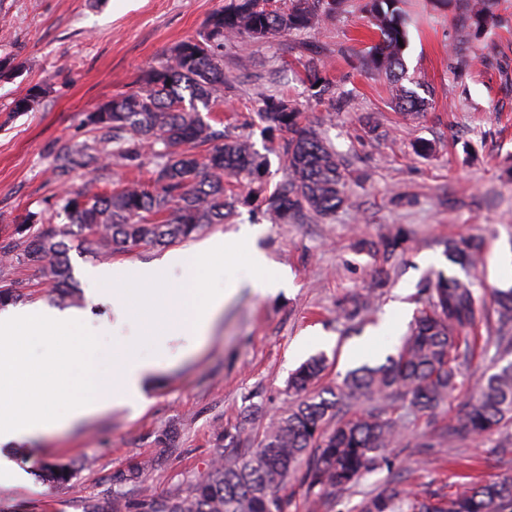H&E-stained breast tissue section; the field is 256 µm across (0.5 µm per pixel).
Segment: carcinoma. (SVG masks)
I'll use <instances>...</instances> for the list:
<instances>
[{"label": "carcinoma", "instance_id": "cac0c4a2", "mask_svg": "<svg viewBox=\"0 0 512 512\" xmlns=\"http://www.w3.org/2000/svg\"><path fill=\"white\" fill-rule=\"evenodd\" d=\"M341 0H224L204 30L178 43L157 66L141 75L135 91L113 97L86 116L100 132L93 144L64 158V164L96 173L112 166L149 167V182L120 183L93 196L68 194L61 210L65 224L31 232L38 217L15 225L13 251L18 260L36 262L63 298L72 296L68 241L80 237L87 252L120 253L141 245L165 246L188 239L210 224H222L240 206L257 205L277 223L307 214L328 216L349 202L346 178L336 151L301 120V110L275 95L259 98L256 117L271 139H281L279 158L287 177L267 189V157L246 137L232 136L213 112L224 106V45L266 42L290 31L318 25ZM399 0H370L375 40L362 62L396 87L405 112L425 111L426 101L401 86L407 42ZM463 40L457 48L462 66L473 61L469 41L491 29L496 0H457ZM303 68L316 104L332 106L333 85L314 59ZM40 87L14 100L12 111L30 112L43 98ZM409 234L401 227L382 239L386 260L406 251ZM449 263L474 268L483 246L476 239L445 244ZM419 292L426 308L414 318L397 352L384 361H366L349 370L340 385L313 390L326 368L320 353L302 363L288 379L296 399L283 410L254 449L228 464H214L207 477L186 492L130 503L114 499L103 512H288L281 488L308 458L300 481L324 502L356 484L378 465L397 442L402 424L391 416L393 404L410 397L416 411L434 413L457 387L460 365L478 349L473 336L479 320L495 319L500 358L512 352V288L491 291L493 308L475 284L439 270L425 276ZM372 406L350 418L340 417L352 399ZM336 421L328 432L326 426ZM512 421V361L481 377L475 394L448 422L442 438H478ZM42 477L65 484L73 472L47 467ZM359 512H512V476L479 484L464 482L448 497H423L398 478L381 492L366 496Z\"/></svg>", "mask_w": 512, "mask_h": 512}]
</instances>
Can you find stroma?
Instances as JSON below:
<instances>
[{"label": "stroma", "instance_id": "1", "mask_svg": "<svg viewBox=\"0 0 512 512\" xmlns=\"http://www.w3.org/2000/svg\"><path fill=\"white\" fill-rule=\"evenodd\" d=\"M224 0H0V58L13 59L18 72L0 79V252L10 231L29 213L58 211L69 192L94 194L130 179L115 166L89 173H61L58 157L92 144L96 132L88 112L113 96L136 89V79L157 65L179 41L201 31ZM408 35L403 52L406 89L425 98L420 115H403L393 85L361 67L374 38L369 0H342L335 13L314 28L292 31L267 42L231 43L224 49L223 119L234 135L249 137L256 150L267 143L260 125H249V110L261 94H281L300 105L305 123L334 146L342 164L365 181L348 185L349 204L329 216L300 224H277L260 210L242 206L205 236L236 234L241 225L262 229L258 246L274 273L287 275V290L266 297L249 290L226 305L208 339L184 355L187 338L164 341L165 362L151 378L141 410L115 408L83 425L8 448L30 477L23 485L0 486V512H95L112 494L126 500L162 499L188 490L219 458L236 455L225 432L245 430L259 442L288 406V376L303 361L300 340L317 337L309 354L325 353L321 385L342 382L352 368L350 350L364 343L393 304L416 313L423 302L417 285L434 256L448 269L444 243L451 238L484 239V262L459 270L480 288L501 287L493 260L512 251V0H497L498 23L473 40L478 59L460 69L455 47L461 32L453 0H401ZM314 54L336 87L339 103L328 112L310 98L300 64ZM46 93L33 111L16 113L15 99L31 87ZM386 131L367 133L366 123ZM409 232L410 248L392 267L369 249L388 228ZM162 247L92 258L80 242L69 252L77 294L54 301L38 264L0 261V286L18 281L24 305L65 306L83 313L79 336L94 340L101 357L116 341L112 310L94 303L102 266L144 265L165 255ZM372 294L370 312L344 321L351 297ZM495 347L464 368L459 388L437 413L405 423L387 466L375 469L351 489L311 510L297 480L283 490L288 512H358L365 493L385 487L390 471L402 472L407 488L436 496L453 493L477 477L512 475V424L483 439L454 445L437 438L460 402L475 392L478 378L497 365ZM261 404L259 413L244 409ZM63 464L73 478L57 485L41 479L42 466ZM131 482L115 485L120 472Z\"/></svg>", "mask_w": 512, "mask_h": 512}]
</instances>
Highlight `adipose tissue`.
<instances>
[{
	"label": "adipose tissue",
	"instance_id": "1",
	"mask_svg": "<svg viewBox=\"0 0 512 512\" xmlns=\"http://www.w3.org/2000/svg\"><path fill=\"white\" fill-rule=\"evenodd\" d=\"M78 310L51 311L40 305L0 311V446L73 427L115 407L140 409L144 386L159 361L144 357L137 343L118 344L111 375L96 385L98 363L89 338L76 337ZM58 338L53 363L60 376L47 386L33 379L29 347Z\"/></svg>",
	"mask_w": 512,
	"mask_h": 512
}]
</instances>
